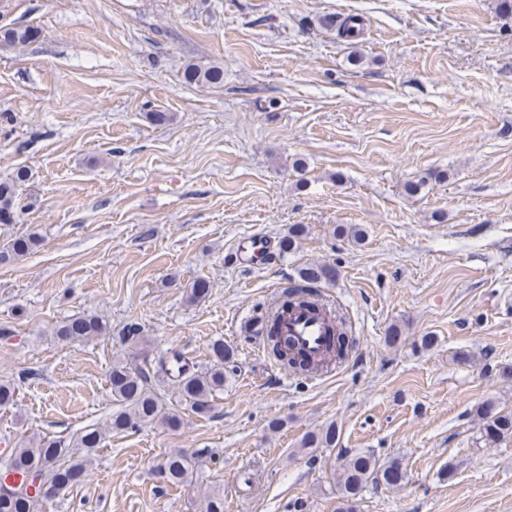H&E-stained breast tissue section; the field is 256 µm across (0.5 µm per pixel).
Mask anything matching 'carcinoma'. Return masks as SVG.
<instances>
[{"label": "carcinoma", "instance_id": "1", "mask_svg": "<svg viewBox=\"0 0 512 512\" xmlns=\"http://www.w3.org/2000/svg\"><path fill=\"white\" fill-rule=\"evenodd\" d=\"M360 19L350 17L341 23L331 20L327 27L337 29L340 37L354 38L360 31ZM34 37L33 29H5L0 31V43H25ZM224 71L218 67L201 68L189 65L184 71L188 82L223 81ZM14 185L0 183V217H13L16 208ZM37 245L30 236L0 245V263L18 260ZM335 275V269L327 264H311L298 271V279L291 281L266 316V344L272 356L286 368L299 373H317L326 367L341 363L347 356L350 344L345 320L338 314L331 318L336 344L320 362H312L298 356L279 336V321L295 307H315L320 297L318 284ZM111 326L94 314H82L60 325L55 336L66 343L80 342L95 336L107 335ZM235 354L216 340L211 345V359L205 366L187 361L174 352L156 362L147 358L117 356L112 360L109 384L112 400L118 409L102 427L88 428L65 439H32L11 449L4 457L0 473V512H38L42 503L41 488L28 480L25 472L32 471L40 478V484L65 488L79 480L87 471L91 455L112 432L136 431L146 424L158 423L173 427L180 423V410L166 404L155 391L152 379L165 377L177 386L185 409L204 414L211 410L214 395L224 390L227 380L226 366L233 363ZM480 439L487 448H494L506 439H512V413L501 414L493 404L477 407ZM197 458L182 450H174L161 460L157 471L171 485L192 483L197 470ZM406 478V470L397 460L382 461L371 451L352 456L345 463L338 485L342 495L353 498L367 487L381 485L394 487Z\"/></svg>", "mask_w": 512, "mask_h": 512}]
</instances>
